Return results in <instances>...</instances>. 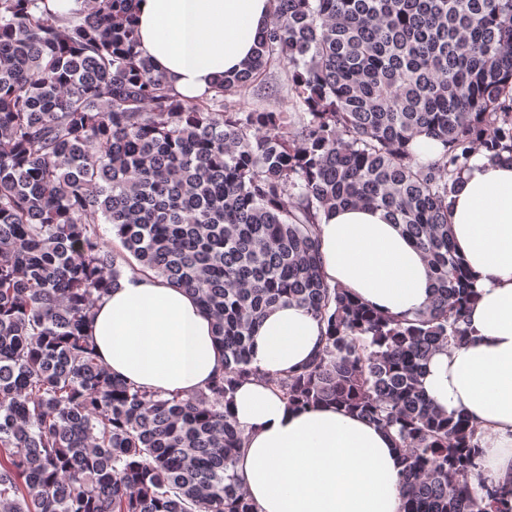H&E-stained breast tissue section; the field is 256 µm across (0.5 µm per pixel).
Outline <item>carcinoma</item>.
I'll return each mask as SVG.
<instances>
[{
    "mask_svg": "<svg viewBox=\"0 0 512 512\" xmlns=\"http://www.w3.org/2000/svg\"><path fill=\"white\" fill-rule=\"evenodd\" d=\"M272 2L251 61L183 99L138 50L135 0L67 16L0 0V512H256L225 408L279 302L327 336L265 381L393 433L404 512H512L471 485L472 419L421 384L476 295L452 195L475 149L512 163V0ZM421 134L444 145L426 165L407 148ZM348 204L384 209L422 250L434 289L413 318L325 281L318 224ZM130 256L212 317L224 372L206 388L148 392L89 344Z\"/></svg>",
    "mask_w": 512,
    "mask_h": 512,
    "instance_id": "carcinoma-1",
    "label": "carcinoma"
}]
</instances>
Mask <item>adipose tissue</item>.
Here are the masks:
<instances>
[{"mask_svg": "<svg viewBox=\"0 0 512 512\" xmlns=\"http://www.w3.org/2000/svg\"><path fill=\"white\" fill-rule=\"evenodd\" d=\"M271 0H137L139 49L179 96L210 93L242 69ZM451 235L477 296L469 339L435 353L423 388L478 427L473 486L512 490V165L472 157L452 196ZM322 272L384 315L414 316L432 295L421 251L381 210L349 205L319 226ZM327 328L294 304L270 308L252 337L253 377L230 408L243 433L235 470L257 512H403L398 452L387 431L336 407L300 410L265 382L307 364ZM88 333L112 373L145 389L191 394L222 372L211 317L153 273L123 276L95 304Z\"/></svg>", "mask_w": 512, "mask_h": 512, "instance_id": "adipose-tissue-1", "label": "adipose tissue"}]
</instances>
